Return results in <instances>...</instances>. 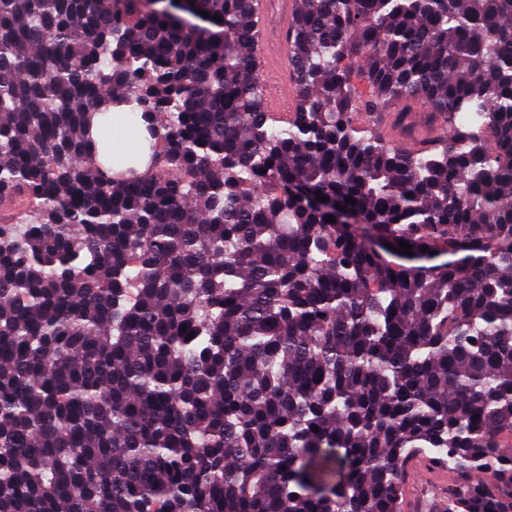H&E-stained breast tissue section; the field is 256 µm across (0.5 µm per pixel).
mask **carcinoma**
<instances>
[{"label":"carcinoma","instance_id":"cac0c4a2","mask_svg":"<svg viewBox=\"0 0 512 512\" xmlns=\"http://www.w3.org/2000/svg\"><path fill=\"white\" fill-rule=\"evenodd\" d=\"M263 22L0 0V512H512V0H298L284 115ZM287 48L286 24L277 29L274 42L270 40L266 27H261L252 48L265 87L269 111L279 115L286 112L290 71Z\"/></svg>","mask_w":512,"mask_h":512}]
</instances>
